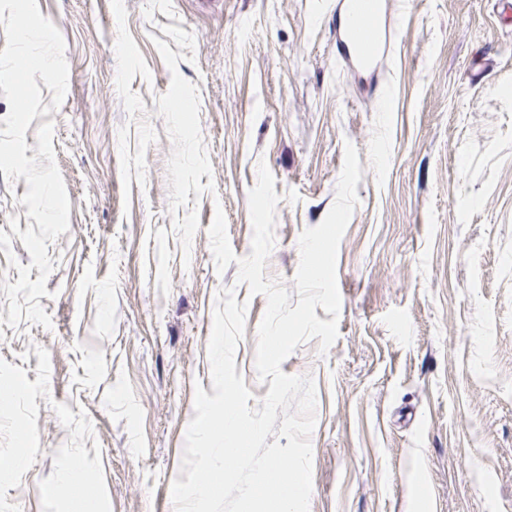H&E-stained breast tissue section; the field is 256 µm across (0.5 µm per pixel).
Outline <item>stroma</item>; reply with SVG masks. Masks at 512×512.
<instances>
[{
	"mask_svg": "<svg viewBox=\"0 0 512 512\" xmlns=\"http://www.w3.org/2000/svg\"><path fill=\"white\" fill-rule=\"evenodd\" d=\"M374 73L338 55L336 0H38L60 30L53 149L69 230L47 247L52 328L0 324V512H175L221 290L248 304L236 371L259 407L267 300L217 271L216 208L251 252L248 192L280 197L265 274L294 289L299 237L334 204L346 144L358 204L341 240L339 336L284 373L316 384L309 512H512V12L388 0ZM62 483L73 494L71 512H97L98 501L96 496L86 491L83 487L80 468L72 467L64 474Z\"/></svg>",
	"mask_w": 512,
	"mask_h": 512,
	"instance_id": "stroma-1",
	"label": "stroma"
}]
</instances>
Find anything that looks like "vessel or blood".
I'll use <instances>...</instances> for the list:
<instances>
[{"instance_id":"1","label":"vessel or blood","mask_w":512,"mask_h":512,"mask_svg":"<svg viewBox=\"0 0 512 512\" xmlns=\"http://www.w3.org/2000/svg\"><path fill=\"white\" fill-rule=\"evenodd\" d=\"M336 32L343 57L375 66L390 36L385 0H337Z\"/></svg>"}]
</instances>
